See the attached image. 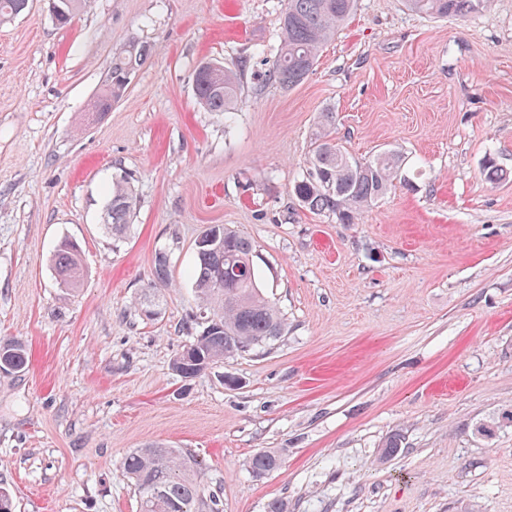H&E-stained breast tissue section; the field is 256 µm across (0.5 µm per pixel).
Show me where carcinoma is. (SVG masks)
<instances>
[{
  "mask_svg": "<svg viewBox=\"0 0 512 512\" xmlns=\"http://www.w3.org/2000/svg\"><path fill=\"white\" fill-rule=\"evenodd\" d=\"M421 15L439 18L465 16L484 7L489 0H403ZM86 0H50L55 22L65 26ZM30 0H0V23L29 8ZM356 0H287L281 16L280 47L269 62L268 77L290 90L312 71L320 49L351 14ZM151 48L131 41L112 54L106 82L94 101L102 112L121 99L129 80L150 56ZM199 104L210 112L233 110L238 98L237 72L221 64L210 70L196 69L193 77ZM335 116L320 113L312 143L309 171L295 182L293 193L312 213L333 215L340 224H356L363 212L396 183L410 186L403 177L404 159L394 149H383L365 161L349 155L333 137ZM135 204L128 177L112 182L104 226L113 240H121L130 228ZM207 244L196 249L194 289L206 313L202 329L187 327L192 340L172 362V370L187 378L200 374L226 358L266 345L282 336L285 321L278 308L257 285L252 262L253 244L224 224H211L203 231ZM52 265L61 282L74 286L80 281L82 264L77 243L65 239L52 255ZM153 283L169 282L170 256L155 254ZM26 366L25 345L18 340H0V370L21 371ZM123 470L138 496L139 512H216V499H207L198 479L197 460L177 448L148 445L135 448L123 459ZM282 466L281 458L258 450L248 460L256 478Z\"/></svg>",
  "mask_w": 512,
  "mask_h": 512,
  "instance_id": "cac0c4a2",
  "label": "carcinoma"
}]
</instances>
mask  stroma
Masks as SVG:
<instances>
[{"mask_svg": "<svg viewBox=\"0 0 512 512\" xmlns=\"http://www.w3.org/2000/svg\"><path fill=\"white\" fill-rule=\"evenodd\" d=\"M284 8L88 0L61 27L34 0L0 23V339L28 353L0 371L15 512H138L122 460L152 443L200 461L222 512H512V0L448 18L358 0L290 90L267 79ZM133 39L150 58L94 113ZM205 61L240 72L233 112L199 107ZM326 110L355 159L406 157L411 187L356 224L292 192ZM490 159L505 180H486ZM125 174L136 205L116 241L102 224ZM210 224L253 243L287 326L186 380L171 364L200 314L191 273ZM66 238L82 250L74 288L50 262ZM151 286L148 318L136 301ZM261 449L282 466L255 478Z\"/></svg>", "mask_w": 512, "mask_h": 512, "instance_id": "1", "label": "stroma"}]
</instances>
